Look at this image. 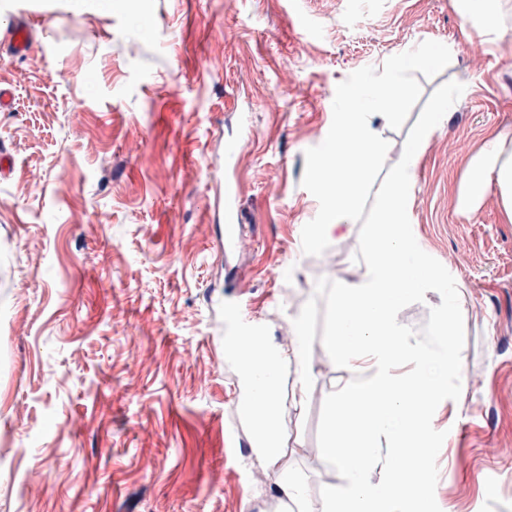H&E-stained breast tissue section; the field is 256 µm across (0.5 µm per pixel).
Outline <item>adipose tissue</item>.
<instances>
[{"mask_svg": "<svg viewBox=\"0 0 512 512\" xmlns=\"http://www.w3.org/2000/svg\"><path fill=\"white\" fill-rule=\"evenodd\" d=\"M492 184L498 187L505 207L512 212V156L504 155L495 146L466 172L462 188L465 204L479 205ZM306 342V337L300 336L290 348L283 349L259 334L234 336L226 342V351L238 364L244 384L243 416L261 444V453L272 461L279 451L277 422L281 404L270 400L269 395L282 388L288 370L293 369L298 374V395L306 397L309 379Z\"/></svg>", "mask_w": 512, "mask_h": 512, "instance_id": "obj_1", "label": "adipose tissue"}]
</instances>
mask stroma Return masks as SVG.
<instances>
[{"mask_svg":"<svg viewBox=\"0 0 512 512\" xmlns=\"http://www.w3.org/2000/svg\"><path fill=\"white\" fill-rule=\"evenodd\" d=\"M492 26L458 0H0V512H279L277 474L309 512L341 484L321 458L323 402L353 374L321 340L304 402L283 394L276 461L258 455L225 351L240 320L278 345L328 278L358 282L359 224L321 255L305 152L337 85L427 40L451 62L420 78L403 128L372 129L402 156L423 100L465 90L412 184L419 246L452 274L464 320L459 400L432 424L441 512H512V218L497 190L461 205L462 179L512 132V0ZM244 226L225 250L216 192ZM287 508V507H284ZM297 512L296 507L287 508ZM30 32L27 24L23 21L14 22L4 33L1 45L15 56L26 55L30 50Z\"/></svg>","mask_w":512,"mask_h":512,"instance_id":"obj_1","label":"stroma"}]
</instances>
